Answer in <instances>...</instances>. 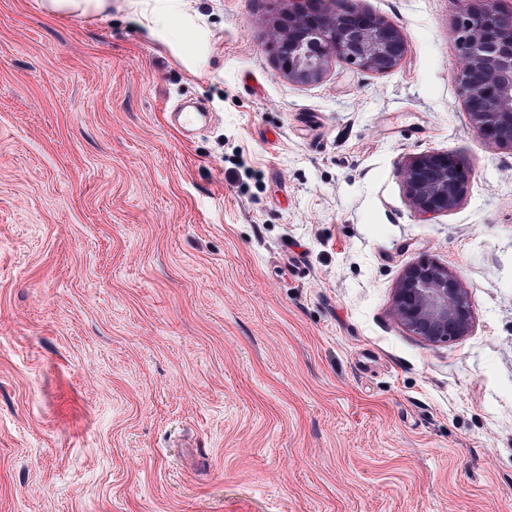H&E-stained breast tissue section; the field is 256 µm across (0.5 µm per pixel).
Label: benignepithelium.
<instances>
[{"label": "benign epithelium", "mask_w": 512, "mask_h": 512, "mask_svg": "<svg viewBox=\"0 0 512 512\" xmlns=\"http://www.w3.org/2000/svg\"><path fill=\"white\" fill-rule=\"evenodd\" d=\"M271 49L288 81L313 85L333 63L377 75L394 71L407 46L400 29L356 0H274ZM453 28L455 79L477 137L512 148V0H458ZM453 152L413 157L397 169L423 220L457 208L468 193L466 169ZM392 313L411 335L436 344L468 335L473 314L461 277L433 258L409 266L397 283Z\"/></svg>", "instance_id": "benign-epithelium-1"}]
</instances>
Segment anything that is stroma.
<instances>
[{
    "instance_id": "obj_1",
    "label": "stroma",
    "mask_w": 512,
    "mask_h": 512,
    "mask_svg": "<svg viewBox=\"0 0 512 512\" xmlns=\"http://www.w3.org/2000/svg\"><path fill=\"white\" fill-rule=\"evenodd\" d=\"M41 4L0 0V512H512V149L456 0H361L402 64L310 86L271 0ZM446 149L468 196L418 219L396 170ZM425 255L461 339L393 317ZM111 0H43L44 11L51 15L98 14L106 11ZM194 111L186 110L187 106L170 107L166 112L167 122L178 128L185 136L187 130L195 126L199 121L206 122L210 119V113L202 106H194ZM392 313L407 332L432 344L466 336L473 326L461 277L430 257L405 270L395 288Z\"/></svg>"
}]
</instances>
